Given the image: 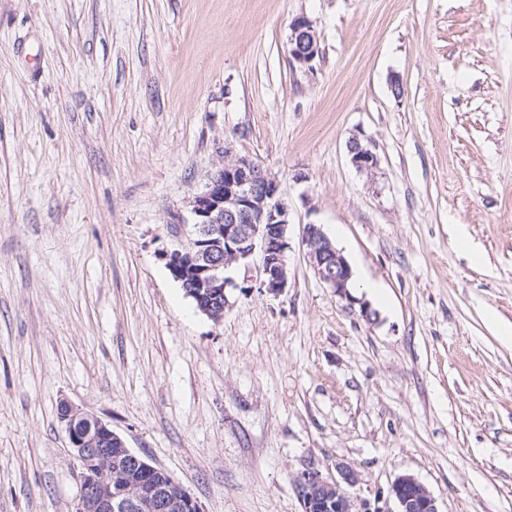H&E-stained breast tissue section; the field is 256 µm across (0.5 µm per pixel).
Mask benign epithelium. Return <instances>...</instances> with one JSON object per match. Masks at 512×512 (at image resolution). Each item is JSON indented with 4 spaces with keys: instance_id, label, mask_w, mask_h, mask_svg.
<instances>
[{
    "instance_id": "7a95c632",
    "label": "benign epithelium",
    "mask_w": 512,
    "mask_h": 512,
    "mask_svg": "<svg viewBox=\"0 0 512 512\" xmlns=\"http://www.w3.org/2000/svg\"><path fill=\"white\" fill-rule=\"evenodd\" d=\"M290 55L306 67L319 55V41L313 22L295 18L290 25ZM353 166L371 171L378 158L358 139L349 141ZM193 228L189 246L162 254L167 269L195 298L199 311L216 324L224 321L228 306L226 288L233 285L226 270L247 261L260 250L264 278L260 287L280 295L288 287L287 259L288 205L279 196L277 180L250 156H238L216 167L207 176L204 189L188 201ZM302 243L315 274L336 292V297L362 316L371 312L368 304L353 294V271L342 253L323 233L309 223L304 226ZM63 423L71 448L81 465L76 512H202L199 503L169 475L152 485L140 476L163 472L133 453L124 440L101 419L69 403L60 404ZM304 512L316 507L334 512H439L436 499L410 475L398 477L391 485L389 499L398 510L364 507L354 502L339 482H330L315 471L301 473L297 480Z\"/></svg>"
}]
</instances>
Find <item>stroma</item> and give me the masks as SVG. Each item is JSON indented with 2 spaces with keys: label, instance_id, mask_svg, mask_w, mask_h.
I'll return each instance as SVG.
<instances>
[{
  "label": "stroma",
  "instance_id": "35a3bbf8",
  "mask_svg": "<svg viewBox=\"0 0 512 512\" xmlns=\"http://www.w3.org/2000/svg\"><path fill=\"white\" fill-rule=\"evenodd\" d=\"M228 152L277 179L292 249L282 295L235 269L217 325L161 254ZM510 325L512 0H0V512H75L63 401L203 512H303L298 475L343 465L358 505L411 475L512 512ZM290 55L301 66L312 67L319 55V41L312 21L300 16L290 25ZM348 152L352 165L358 170L368 172L375 169L378 165L376 154L356 138L349 141ZM302 243L306 247L308 262L319 280L332 288L336 297L346 302L350 309L358 304L361 315L369 318L371 312L368 304L353 294V271L349 262L317 224L304 226Z\"/></svg>",
  "mask_w": 512,
  "mask_h": 512
}]
</instances>
